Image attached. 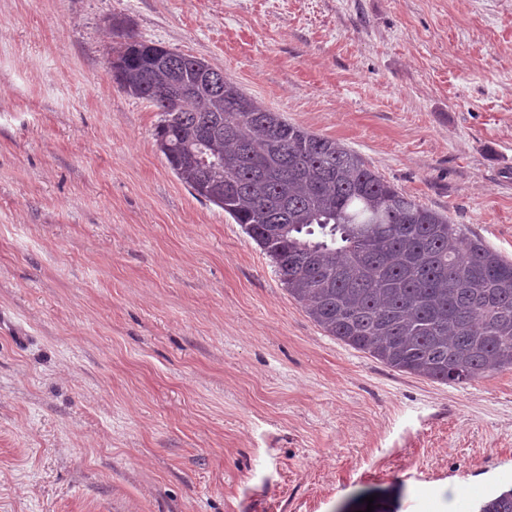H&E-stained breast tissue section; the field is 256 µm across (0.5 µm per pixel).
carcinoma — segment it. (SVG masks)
<instances>
[{
	"instance_id": "cac0c4a2",
	"label": "carcinoma",
	"mask_w": 512,
	"mask_h": 512,
	"mask_svg": "<svg viewBox=\"0 0 512 512\" xmlns=\"http://www.w3.org/2000/svg\"><path fill=\"white\" fill-rule=\"evenodd\" d=\"M116 59V83L160 112L176 176L244 225L327 335L440 383L512 369V261L196 57L129 36ZM480 512H512V489Z\"/></svg>"
}]
</instances>
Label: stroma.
I'll list each match as a JSON object with an SVG mask.
<instances>
[{"mask_svg":"<svg viewBox=\"0 0 512 512\" xmlns=\"http://www.w3.org/2000/svg\"><path fill=\"white\" fill-rule=\"evenodd\" d=\"M128 33L512 259V0H0V512H477L512 489V370L443 384L327 336L169 168L112 77Z\"/></svg>","mask_w":512,"mask_h":512,"instance_id":"1","label":"stroma"}]
</instances>
